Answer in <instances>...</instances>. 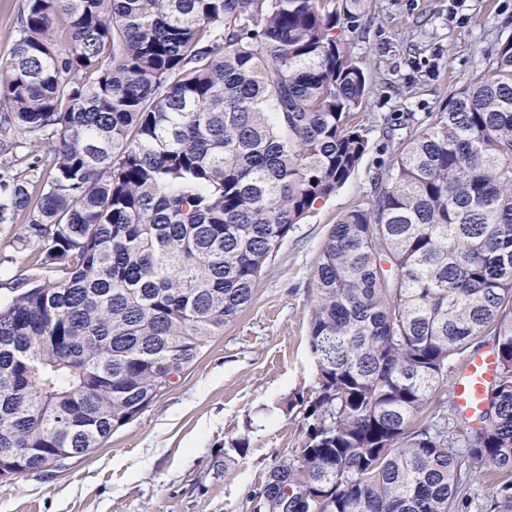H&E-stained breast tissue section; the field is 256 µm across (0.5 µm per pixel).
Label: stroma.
Returning a JSON list of instances; mask_svg holds the SVG:
<instances>
[{
  "label": "stroma",
  "instance_id": "1",
  "mask_svg": "<svg viewBox=\"0 0 512 512\" xmlns=\"http://www.w3.org/2000/svg\"><path fill=\"white\" fill-rule=\"evenodd\" d=\"M510 35L512 0H367L341 34L369 90L359 117L370 151L359 167L289 234L252 303L160 398L100 447L0 479V512H251L269 469L296 459L304 439L303 414L287 401L316 381L307 320L323 240L373 194L378 166L392 164L417 119L440 111Z\"/></svg>",
  "mask_w": 512,
  "mask_h": 512
}]
</instances>
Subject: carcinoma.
<instances>
[{"mask_svg":"<svg viewBox=\"0 0 512 512\" xmlns=\"http://www.w3.org/2000/svg\"><path fill=\"white\" fill-rule=\"evenodd\" d=\"M366 0H26L0 61V448H96L253 301L368 147L336 30ZM65 35L59 37L58 23ZM343 213L310 277L317 378L273 512H512V36ZM492 341L468 453L436 402Z\"/></svg>","mask_w":512,"mask_h":512,"instance_id":"1","label":"carcinoma"}]
</instances>
